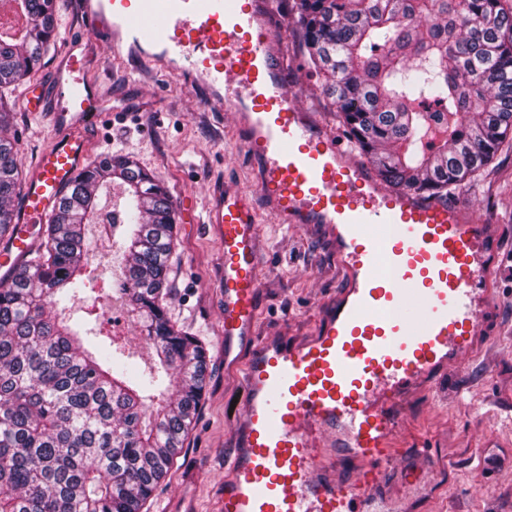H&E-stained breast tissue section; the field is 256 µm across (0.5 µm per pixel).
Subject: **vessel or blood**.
Wrapping results in <instances>:
<instances>
[{
	"label": "vessel or blood",
	"mask_w": 512,
	"mask_h": 512,
	"mask_svg": "<svg viewBox=\"0 0 512 512\" xmlns=\"http://www.w3.org/2000/svg\"><path fill=\"white\" fill-rule=\"evenodd\" d=\"M88 30L142 67L205 85L233 108L263 197L216 193L224 363L242 365L244 416L224 460L221 512H392L377 489L397 455L401 401L478 346L496 241L448 201L390 190L293 104L273 0H81ZM66 40L46 105L59 130L37 157L0 265L15 266L88 163L87 131L112 118ZM317 227L347 286L314 335L257 340L261 209Z\"/></svg>",
	"instance_id": "vessel-or-blood-1"
}]
</instances>
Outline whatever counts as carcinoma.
I'll list each match as a JSON object with an SVG mask.
<instances>
[{
	"label": "carcinoma",
	"instance_id": "1",
	"mask_svg": "<svg viewBox=\"0 0 512 512\" xmlns=\"http://www.w3.org/2000/svg\"><path fill=\"white\" fill-rule=\"evenodd\" d=\"M0 34V239L13 234L18 141L1 91L51 45L55 0H15ZM305 64L347 140L393 188L438 197L512 148V0H296ZM119 182L125 211L99 191ZM90 224H120L126 312L153 350L134 377L112 335L68 303L90 281ZM175 210L132 160L94 162L67 187L42 247L0 279V512H143L202 406L206 352L167 316Z\"/></svg>",
	"mask_w": 512,
	"mask_h": 512
}]
</instances>
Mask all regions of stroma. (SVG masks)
Here are the masks:
<instances>
[{"mask_svg": "<svg viewBox=\"0 0 512 512\" xmlns=\"http://www.w3.org/2000/svg\"><path fill=\"white\" fill-rule=\"evenodd\" d=\"M283 55V82L294 102L315 113L325 130L342 133L315 76L304 63L295 0H279L275 14ZM58 34L81 40L88 54L87 76L105 107L129 119L90 134V157L133 160L164 186L176 209L177 247L171 259L170 320L202 341L208 351L206 396L185 446L150 501V512H217L224 483V458L234 441L227 420L240 397L237 373L224 367L219 336L221 243L200 223L213 190L259 196L258 174L231 110L209 105L207 90L185 78L113 58L103 34L85 28L70 0H58ZM24 87L8 90L15 119L22 180H29L37 154L56 128L48 113L27 110ZM447 201L478 213L494 227L498 251L490 263L492 317H480V343L453 363L434 387L411 391L402 405L405 428L424 440L431 455L400 454L385 476L384 494L400 512H512V151L503 150L475 179L451 188ZM99 225L88 228L92 295L111 293L122 250L100 241ZM259 278L260 339L309 336L322 304L345 284L335 250L309 226L292 227L261 214ZM454 458L455 470L434 467L432 458Z\"/></svg>", "mask_w": 512, "mask_h": 512, "instance_id": "35a3bbf8", "label": "stroma"}]
</instances>
